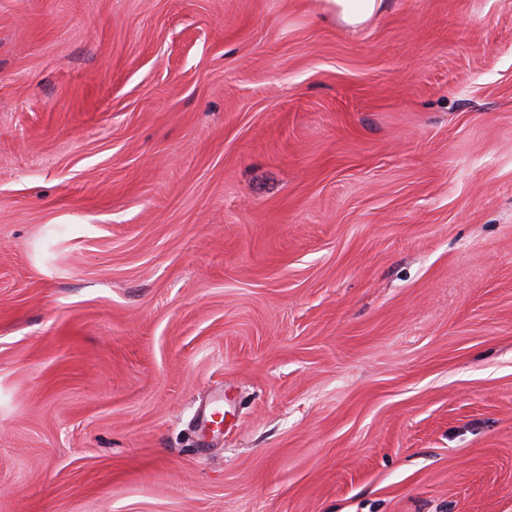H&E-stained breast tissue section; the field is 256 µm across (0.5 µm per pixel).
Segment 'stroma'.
<instances>
[{"label": "stroma", "mask_w": 512, "mask_h": 512, "mask_svg": "<svg viewBox=\"0 0 512 512\" xmlns=\"http://www.w3.org/2000/svg\"><path fill=\"white\" fill-rule=\"evenodd\" d=\"M325 6L0 0V512H512V0ZM328 11L340 24L360 28L382 16L386 0H325Z\"/></svg>", "instance_id": "stroma-1"}]
</instances>
